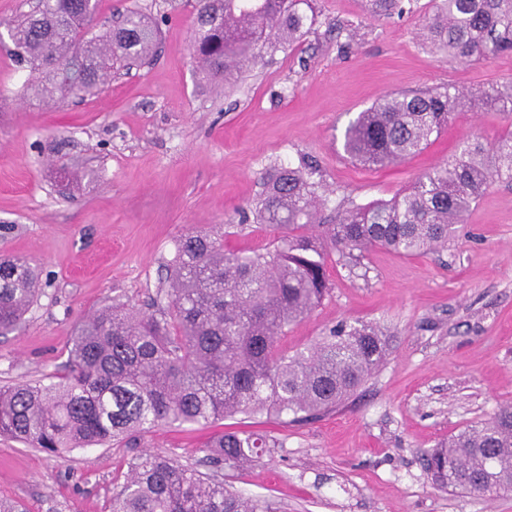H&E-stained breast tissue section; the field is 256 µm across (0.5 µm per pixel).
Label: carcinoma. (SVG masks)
Returning a JSON list of instances; mask_svg holds the SVG:
<instances>
[{
  "instance_id": "carcinoma-1",
  "label": "carcinoma",
  "mask_w": 512,
  "mask_h": 512,
  "mask_svg": "<svg viewBox=\"0 0 512 512\" xmlns=\"http://www.w3.org/2000/svg\"><path fill=\"white\" fill-rule=\"evenodd\" d=\"M392 18L414 0H368ZM424 37L434 52L465 63L512 52V0H432ZM194 15L193 59L209 81L230 87L266 54L308 33L311 0H187ZM89 0H39L7 23L16 63L38 73L27 91L59 105L93 95L135 63L151 59L158 28L128 8L112 29L92 32ZM487 103L512 114V84L478 93L425 90L388 95L357 114L344 152L369 168L410 159L432 144L457 105ZM512 183V134L488 145L473 135L448 162L420 175L393 200L315 219L327 188L317 166H272L262 177L256 223L278 232L274 249L224 248V236L193 231L179 240L167 307L152 313L110 305L80 320L56 380L0 388V435L56 457L124 440L152 428L213 425L236 415L318 418L350 399L385 361L376 325L341 323L289 354L281 341L330 291L327 259L361 265L380 247L404 256L448 244L495 182ZM27 258L0 259V336L17 330L40 291ZM268 440L224 431L208 446L210 473L143 451L113 486L109 512H276L224 483L222 467L258 461ZM512 407L470 424L424 454L439 490L512 492Z\"/></svg>"
}]
</instances>
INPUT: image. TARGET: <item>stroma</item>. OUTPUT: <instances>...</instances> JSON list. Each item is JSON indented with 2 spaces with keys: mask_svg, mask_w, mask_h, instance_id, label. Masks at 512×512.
Wrapping results in <instances>:
<instances>
[{
  "mask_svg": "<svg viewBox=\"0 0 512 512\" xmlns=\"http://www.w3.org/2000/svg\"><path fill=\"white\" fill-rule=\"evenodd\" d=\"M136 5L160 19L155 59L52 108L24 94L30 73L0 40V255L31 259L42 281L23 327L0 336L2 388L55 375L78 320L113 303L148 309L185 234L230 224L227 248H273L276 230L241 220L269 166H319L332 189L324 224L339 208L401 194L467 137L512 131L510 114L457 112L404 163L369 169L345 157L350 121L384 95L512 83V53L456 63L429 49L428 0L390 19L367 0H314L306 39L231 89L197 70L177 0H98L97 29ZM327 275L329 294L283 347H307L343 320L383 326L388 359L349 402L305 423L239 415L163 426L140 447L198 469L222 430L266 436L275 448L228 480L279 512H512V494L440 491L422 465L451 433L512 406V184H494L443 251L376 249L352 271L332 258ZM136 450L51 457L2 436L0 499L29 512H108Z\"/></svg>",
  "mask_w": 512,
  "mask_h": 512,
  "instance_id": "35a3bbf8",
  "label": "stroma"
}]
</instances>
